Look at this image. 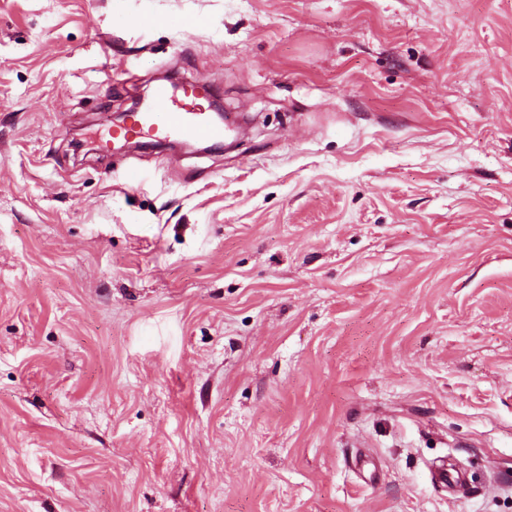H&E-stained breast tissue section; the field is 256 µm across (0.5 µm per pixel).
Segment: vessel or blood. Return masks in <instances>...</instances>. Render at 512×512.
I'll list each match as a JSON object with an SVG mask.
<instances>
[{
	"label": "vessel or blood",
	"mask_w": 512,
	"mask_h": 512,
	"mask_svg": "<svg viewBox=\"0 0 512 512\" xmlns=\"http://www.w3.org/2000/svg\"><path fill=\"white\" fill-rule=\"evenodd\" d=\"M224 126L216 124L208 107L201 102L196 86L174 91L159 84L153 89L151 104L133 113L124 129V138H152L181 142L216 143L223 141Z\"/></svg>",
	"instance_id": "1"
}]
</instances>
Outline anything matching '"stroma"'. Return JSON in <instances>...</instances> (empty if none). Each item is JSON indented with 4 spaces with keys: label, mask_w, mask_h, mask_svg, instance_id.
Listing matches in <instances>:
<instances>
[{
    "label": "stroma",
    "mask_w": 512,
    "mask_h": 512,
    "mask_svg": "<svg viewBox=\"0 0 512 512\" xmlns=\"http://www.w3.org/2000/svg\"><path fill=\"white\" fill-rule=\"evenodd\" d=\"M0 512H512V0H0ZM170 88L165 84L154 87L151 104L142 112H134L122 130L124 139L216 143L224 141L226 132L234 131H225L212 120L209 107L200 102L196 84L185 86L180 94Z\"/></svg>",
    "instance_id": "1"
}]
</instances>
